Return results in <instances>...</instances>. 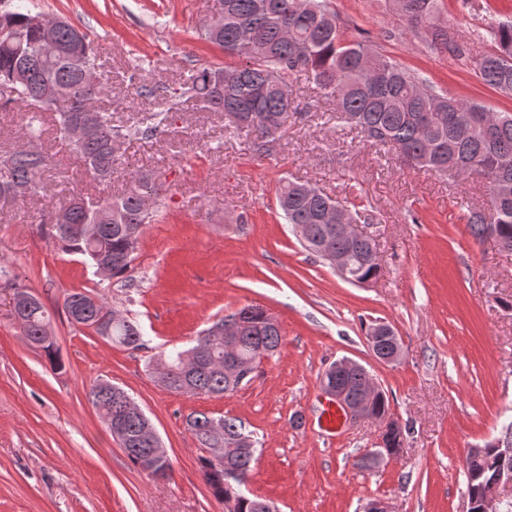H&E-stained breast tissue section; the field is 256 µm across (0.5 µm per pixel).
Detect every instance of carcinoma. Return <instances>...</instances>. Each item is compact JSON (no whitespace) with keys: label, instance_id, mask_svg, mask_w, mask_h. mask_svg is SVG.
<instances>
[{"label":"carcinoma","instance_id":"cac0c4a2","mask_svg":"<svg viewBox=\"0 0 512 512\" xmlns=\"http://www.w3.org/2000/svg\"><path fill=\"white\" fill-rule=\"evenodd\" d=\"M224 26L219 31L204 27L205 38L224 50V55L239 58L236 65L200 66L193 69L186 83L191 93L205 108L222 112L237 129L252 137L253 149L261 153L267 139L282 127V120L293 111L290 84L304 76L333 102L336 121L348 124L363 134L373 145L388 146L399 157L416 166L428 167L439 174L458 168H471L488 184V206L470 210L465 216L471 233L484 238L487 224L498 225L500 236L512 247V166L503 169L499 159H512V113L502 115L499 126L488 134L471 125L467 116L485 112L480 104L439 94L427 80L402 68L362 42H348L343 26L327 0H220ZM396 9L411 31L427 29L430 44L442 52H458L460 45L448 36V25L441 16V0H394ZM38 14L25 5V0H11L8 11L0 12V30L16 35L0 39V108L25 106L28 119L26 138L42 136V113H52L57 138L65 141L66 128L78 121L85 108L96 110L99 120L93 126L81 149L76 151L87 170L101 182L112 178L118 163L112 151L114 138L137 136L149 138L167 126L168 113L153 112L144 118L146 125L120 129L112 125V113L96 106L109 92L108 82L96 84L84 78L88 63H96L97 51L86 33L67 21L57 22L54 38L57 54L47 59L41 55L42 29L34 24ZM81 43H76V33ZM488 52L477 59L478 77L488 86L512 94V22H492L485 30ZM56 84L65 96L50 102L42 99L43 86ZM52 168V156L42 150L32 153L24 146L6 155L0 165V183L13 188V200L24 199L36 190L42 175ZM304 184L285 180L280 184L277 200L287 223L305 226L310 240L306 250L317 256L314 247L344 251L351 256V276L358 280L376 279L380 265L370 258L368 241L350 243L328 231L325 213L341 205L313 188L304 193ZM151 193L160 205L163 185L147 173L131 176L126 193L117 199L105 200L85 208L71 198L65 206L69 214L66 231L50 224L41 234L58 243L63 252L79 254L93 267L96 258L112 259V277L121 278L131 271L135 253L147 225L155 221L157 210H143L140 195ZM83 301L89 315L78 325L98 330L96 315L116 310L88 291L63 294V311ZM248 326L241 335L242 354L252 357L259 351H276L281 343L280 330L259 325L254 306L237 311ZM20 326L28 341L40 348L52 368L60 366L52 336L43 334L50 326L49 315L38 298L21 311ZM138 327L120 314L112 322L107 340L127 348H142ZM192 349L203 359L201 367L186 381V387L169 391L183 395L221 396L229 389L224 374V346L209 336L199 334ZM183 350L163 353L160 358L181 379ZM368 372L361 365L337 377L348 392L357 397L367 381ZM119 387L102 381L93 385L88 399L101 414L109 431H114V413L119 402L114 392ZM209 415L193 412L187 417L188 429L202 448L236 445L232 465L239 476L226 474L224 466L212 456L200 460V472L213 496L237 502L236 512H261L264 499L243 492L255 461L256 441L251 432L234 418L222 419L218 433L206 430ZM143 420L126 415L121 430L128 441L127 458L142 467L138 438L143 434ZM498 451L489 447L482 456L467 454L466 493L476 492L479 479L494 474Z\"/></svg>","mask_w":512,"mask_h":512}]
</instances>
